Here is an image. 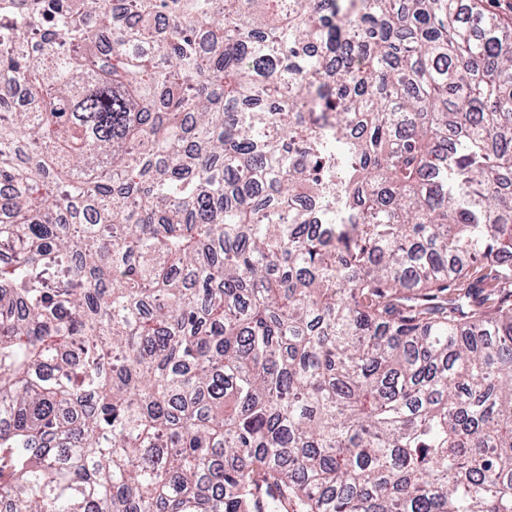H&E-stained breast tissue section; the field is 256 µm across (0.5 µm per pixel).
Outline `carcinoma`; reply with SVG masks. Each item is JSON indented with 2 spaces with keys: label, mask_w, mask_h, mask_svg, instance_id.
<instances>
[{
  "label": "carcinoma",
  "mask_w": 512,
  "mask_h": 512,
  "mask_svg": "<svg viewBox=\"0 0 512 512\" xmlns=\"http://www.w3.org/2000/svg\"><path fill=\"white\" fill-rule=\"evenodd\" d=\"M127 11L0 0V512H512V26Z\"/></svg>",
  "instance_id": "obj_1"
}]
</instances>
